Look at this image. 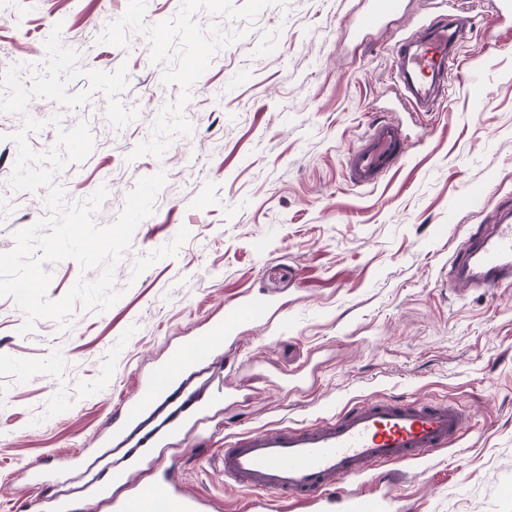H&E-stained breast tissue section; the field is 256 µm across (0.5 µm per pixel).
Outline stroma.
<instances>
[{
	"label": "stroma",
	"instance_id": "1",
	"mask_svg": "<svg viewBox=\"0 0 512 512\" xmlns=\"http://www.w3.org/2000/svg\"><path fill=\"white\" fill-rule=\"evenodd\" d=\"M363 0H0V253L46 216L47 188L7 186L25 118L37 151L85 123L87 158L53 183L67 203L99 187L113 224L144 177L165 172L154 212L114 268L118 301L75 307L68 329L0 297V512H22L16 472L85 446L170 340L224 303L264 293L283 311L241 329L230 431L309 423L361 399L458 402L474 418L425 473L401 468L391 512H512V285L457 294V245L483 224L480 187L512 204V32L492 0H402L365 37ZM471 16L448 98L415 126L407 161L378 185L348 183L345 156L373 118L410 121L389 82L396 41L429 15ZM210 65L196 78L197 51ZM224 444L170 450L176 477L218 512Z\"/></svg>",
	"mask_w": 512,
	"mask_h": 512
}]
</instances>
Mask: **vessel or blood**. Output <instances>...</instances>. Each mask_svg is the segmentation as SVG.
I'll return each mask as SVG.
<instances>
[{
	"instance_id": "obj_1",
	"label": "vessel or blood",
	"mask_w": 512,
	"mask_h": 512,
	"mask_svg": "<svg viewBox=\"0 0 512 512\" xmlns=\"http://www.w3.org/2000/svg\"><path fill=\"white\" fill-rule=\"evenodd\" d=\"M399 7V0H367L354 21L358 34L382 26ZM472 29L455 13L434 17L391 53V77L398 100L415 111L430 112L446 99L448 68ZM410 135L393 121L370 122L358 145L347 155L353 185L371 186L408 157ZM448 281L456 291L492 289L512 284V207L499 208L492 227L477 231L455 249ZM272 308L264 295L228 304L224 314L207 320L204 330L170 344L165 358L142 375L134 396L114 411L109 440L123 451L110 479L120 484L129 469L147 461L153 478L143 490L107 496L105 486L87 483L89 501L108 500L112 512H212V499L182 491L163 463L164 450L185 428L207 431L209 407L187 390L185 376L235 340L243 326L262 321ZM472 415L450 401L362 400L319 421L303 426L249 429L226 436L222 454L225 483L251 491L250 512H290L298 504L310 507L328 501L340 481H354L371 470L392 477L396 467L427 465L433 452L457 440ZM91 448L56 457L48 468H31L30 512H70L63 495L44 496L41 488L61 475L84 467ZM350 512H388L378 496L348 493Z\"/></svg>"
}]
</instances>
